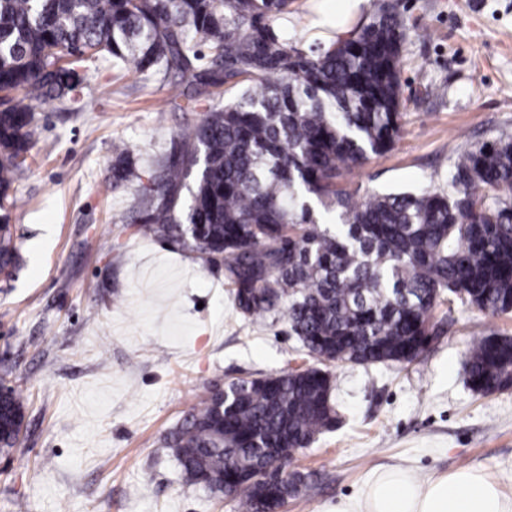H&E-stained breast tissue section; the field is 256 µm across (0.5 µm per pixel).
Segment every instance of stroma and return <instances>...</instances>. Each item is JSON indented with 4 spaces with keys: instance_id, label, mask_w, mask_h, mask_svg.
Listing matches in <instances>:
<instances>
[{
    "instance_id": "obj_1",
    "label": "stroma",
    "mask_w": 512,
    "mask_h": 512,
    "mask_svg": "<svg viewBox=\"0 0 512 512\" xmlns=\"http://www.w3.org/2000/svg\"><path fill=\"white\" fill-rule=\"evenodd\" d=\"M333 0H294L278 32L331 39ZM401 81L412 90L394 148L345 181L356 197L442 187L450 149L512 133V0H400ZM63 101L34 110L10 227L20 264L0 277V374L25 397L17 445L0 453V512H238L186 482L163 440L207 389L309 366L284 315L234 307L223 268L140 234L133 185L113 187L116 144L142 167L197 118L159 75L79 68ZM446 333L401 366L330 365L340 426L296 453L308 485L281 512H333L375 467L417 479L486 469L512 492V388L465 383L469 343L512 336V314L439 307Z\"/></svg>"
}]
</instances>
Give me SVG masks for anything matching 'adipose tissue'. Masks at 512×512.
Segmentation results:
<instances>
[{
	"label": "adipose tissue",
	"mask_w": 512,
	"mask_h": 512,
	"mask_svg": "<svg viewBox=\"0 0 512 512\" xmlns=\"http://www.w3.org/2000/svg\"><path fill=\"white\" fill-rule=\"evenodd\" d=\"M334 512H512V495L479 467L452 468L415 482L409 468L384 465Z\"/></svg>",
	"instance_id": "1"
}]
</instances>
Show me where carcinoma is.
<instances>
[{"mask_svg": "<svg viewBox=\"0 0 512 512\" xmlns=\"http://www.w3.org/2000/svg\"><path fill=\"white\" fill-rule=\"evenodd\" d=\"M291 4L0 0L1 201L25 170L34 105L66 98L88 62L160 74L191 112L213 88L246 85L180 130L147 181L125 148L112 167V186L138 184L144 236L224 267L235 308L284 312L318 362L215 386L165 436L187 481L230 493L239 512H280L303 493L301 476L269 463L335 427L323 366L418 361L445 333L444 303L512 313V133L452 152L446 191L354 198L341 179L401 133L403 18L395 0H373L368 23L308 53L274 28ZM0 223V268H13L8 215ZM466 369L478 395L512 384V336L474 341ZM0 413L8 453L21 390L0 392Z\"/></svg>", "mask_w": 512, "mask_h": 512, "instance_id": "carcinoma-1", "label": "carcinoma"}]
</instances>
